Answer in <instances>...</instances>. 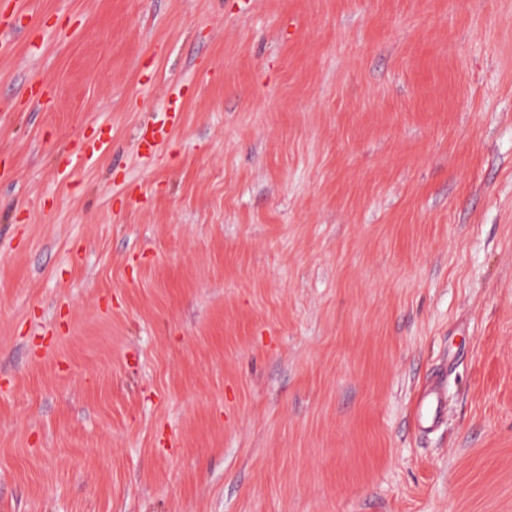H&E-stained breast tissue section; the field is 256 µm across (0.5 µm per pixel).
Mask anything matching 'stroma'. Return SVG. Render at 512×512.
I'll return each instance as SVG.
<instances>
[{"label":"stroma","mask_w":512,"mask_h":512,"mask_svg":"<svg viewBox=\"0 0 512 512\" xmlns=\"http://www.w3.org/2000/svg\"><path fill=\"white\" fill-rule=\"evenodd\" d=\"M0 26V512H512V0ZM444 407V395L438 389L422 395L415 406L413 419L419 429H429L439 422Z\"/></svg>","instance_id":"35a3bbf8"}]
</instances>
